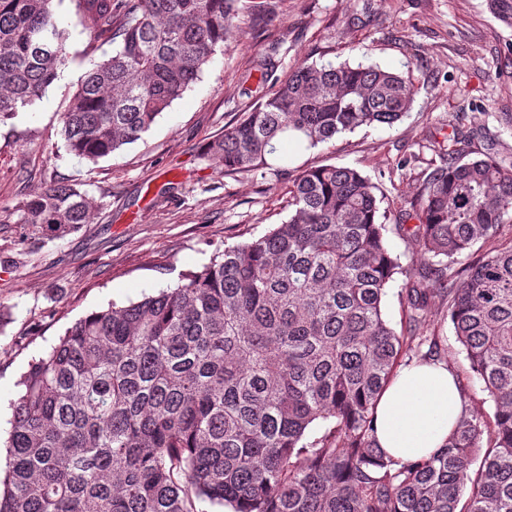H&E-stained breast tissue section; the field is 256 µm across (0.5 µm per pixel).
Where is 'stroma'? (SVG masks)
<instances>
[{
    "instance_id": "obj_1",
    "label": "stroma",
    "mask_w": 512,
    "mask_h": 512,
    "mask_svg": "<svg viewBox=\"0 0 512 512\" xmlns=\"http://www.w3.org/2000/svg\"><path fill=\"white\" fill-rule=\"evenodd\" d=\"M69 32L67 68L47 98L0 121V212L52 181L82 183L104 208L89 224L46 239L0 223V435L10 425L17 382L29 363L79 318L125 305L175 283L212 254L264 233L289 214L291 170L311 163L358 170L384 196L410 198L438 164L431 137L469 130L481 114L477 148L512 149V28L487 0H276L269 16L243 12L201 78L133 145L89 163L71 154L61 114L90 52V19L72 0L55 9ZM284 77L302 61L375 62L408 72L412 109L393 125L362 127L291 155L288 173L225 174L209 144L252 103L257 57ZM436 335L441 352L465 364V352L439 300L416 326Z\"/></svg>"
}]
</instances>
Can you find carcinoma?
<instances>
[{"label": "carcinoma", "mask_w": 512, "mask_h": 512, "mask_svg": "<svg viewBox=\"0 0 512 512\" xmlns=\"http://www.w3.org/2000/svg\"><path fill=\"white\" fill-rule=\"evenodd\" d=\"M0 0V117L42 100L68 64L53 2ZM94 40L116 45L78 80L62 113L70 152L91 163L139 141L201 77L245 9L272 0H72ZM512 27V0H488ZM410 77L377 64L297 65L260 91L210 146L224 173L282 171L311 150L410 112ZM478 127L432 142L440 164L410 199L381 208L359 171L311 165L288 219L227 246L178 283L75 322L31 361L11 402L0 512H512V155L473 148ZM104 207L56 181L0 215L62 237ZM416 249L406 269L389 220ZM410 219L417 220L413 225ZM406 278L407 328L383 300ZM440 299L493 415L462 417L448 444L401 464L373 417ZM329 427L308 442L318 421ZM403 277L399 276L397 279L389 284L384 298V315L387 321L398 332L401 331L402 308L400 304L401 291H404Z\"/></svg>", "instance_id": "1"}]
</instances>
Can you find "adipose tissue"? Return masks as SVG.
<instances>
[{
	"instance_id": "obj_1",
	"label": "adipose tissue",
	"mask_w": 512,
	"mask_h": 512,
	"mask_svg": "<svg viewBox=\"0 0 512 512\" xmlns=\"http://www.w3.org/2000/svg\"><path fill=\"white\" fill-rule=\"evenodd\" d=\"M469 410L445 362L404 366L376 406L374 436L394 459L416 462L444 447Z\"/></svg>"
}]
</instances>
